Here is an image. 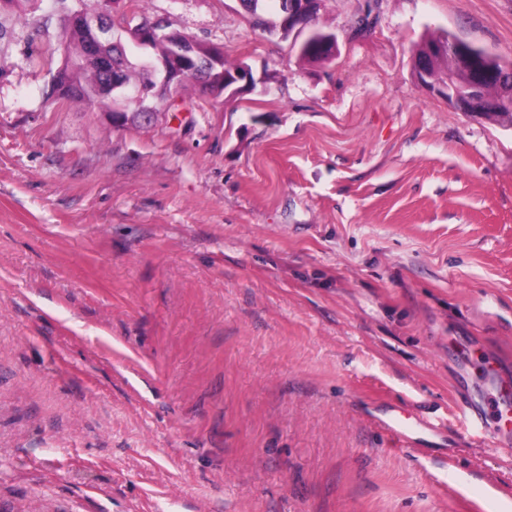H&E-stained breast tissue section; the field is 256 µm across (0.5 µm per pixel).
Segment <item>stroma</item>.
Wrapping results in <instances>:
<instances>
[{"mask_svg":"<svg viewBox=\"0 0 512 512\" xmlns=\"http://www.w3.org/2000/svg\"><path fill=\"white\" fill-rule=\"evenodd\" d=\"M141 6L257 85L116 127L0 17V512H512L458 407L512 377V126L414 70L512 61V0H324L314 65L239 0ZM321 46L331 57L336 54L337 44L333 35L325 33V36L321 40ZM298 56L302 61L310 64L324 63L331 58L324 55L319 46L315 43L309 45L304 50V53H298ZM448 38H451L450 35L444 38L433 36L425 38L416 48L418 53L415 63L420 66L426 63L432 74L436 77H440L447 72L456 75L458 87L464 88L468 71L467 68L464 67L455 56L448 55L447 51L433 58H431V55L427 51L428 49L433 50L435 44H444L447 46ZM380 426L390 435L397 438L407 448L418 449L419 434L423 429L435 432L437 428L431 423L423 424L400 410H390L378 419Z\"/></svg>","mask_w":512,"mask_h":512,"instance_id":"1","label":"stroma"}]
</instances>
